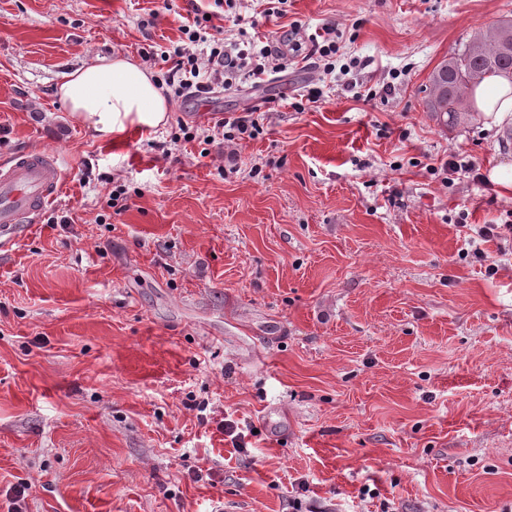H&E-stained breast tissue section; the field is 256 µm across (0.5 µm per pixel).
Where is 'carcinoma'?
<instances>
[{"mask_svg": "<svg viewBox=\"0 0 512 512\" xmlns=\"http://www.w3.org/2000/svg\"><path fill=\"white\" fill-rule=\"evenodd\" d=\"M512 71V51L503 52L492 33L478 31L430 74V94L425 104L441 123L458 122L457 99L475 71Z\"/></svg>", "mask_w": 512, "mask_h": 512, "instance_id": "1", "label": "carcinoma"}]
</instances>
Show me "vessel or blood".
<instances>
[{
  "instance_id": "b4317fda",
  "label": "vessel or blood",
  "mask_w": 512,
  "mask_h": 512,
  "mask_svg": "<svg viewBox=\"0 0 512 512\" xmlns=\"http://www.w3.org/2000/svg\"><path fill=\"white\" fill-rule=\"evenodd\" d=\"M64 185L58 156L51 151L16 153L0 169V249L11 248L26 225L39 223L47 205Z\"/></svg>"
}]
</instances>
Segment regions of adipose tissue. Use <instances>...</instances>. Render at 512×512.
Wrapping results in <instances>:
<instances>
[{
    "label": "adipose tissue",
    "mask_w": 512,
    "mask_h": 512,
    "mask_svg": "<svg viewBox=\"0 0 512 512\" xmlns=\"http://www.w3.org/2000/svg\"><path fill=\"white\" fill-rule=\"evenodd\" d=\"M56 94L83 125L106 137L121 136L132 127L151 132L169 110L152 73L123 56L91 60L67 75ZM467 101L483 113L489 128L512 125L511 76L486 75L468 88Z\"/></svg>",
    "instance_id": "ef3b65f1"
}]
</instances>
